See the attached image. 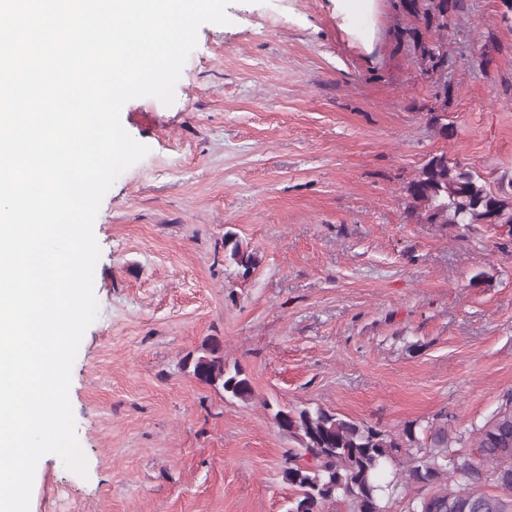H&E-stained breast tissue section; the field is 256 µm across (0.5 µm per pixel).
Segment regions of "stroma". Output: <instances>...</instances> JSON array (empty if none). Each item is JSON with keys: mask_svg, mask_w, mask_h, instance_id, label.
<instances>
[{"mask_svg": "<svg viewBox=\"0 0 512 512\" xmlns=\"http://www.w3.org/2000/svg\"><path fill=\"white\" fill-rule=\"evenodd\" d=\"M452 19L448 121L376 0L375 36L335 0H233L205 24L172 104L128 101L150 152L94 223L97 319L69 399L88 475L55 456L30 512H286L295 442L274 405L320 407L384 430L448 416L483 424L512 395V236L428 224L405 186L432 155L512 189V24L499 0ZM254 252L236 275L225 232ZM217 338L251 379L241 402L184 363Z\"/></svg>", "mask_w": 512, "mask_h": 512, "instance_id": "35a3bbf8", "label": "stroma"}]
</instances>
